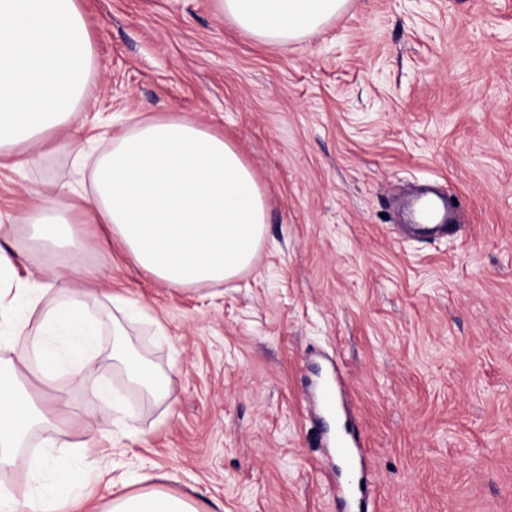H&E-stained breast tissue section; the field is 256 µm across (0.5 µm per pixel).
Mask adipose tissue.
I'll list each match as a JSON object with an SVG mask.
<instances>
[{
    "label": "adipose tissue",
    "mask_w": 512,
    "mask_h": 512,
    "mask_svg": "<svg viewBox=\"0 0 512 512\" xmlns=\"http://www.w3.org/2000/svg\"><path fill=\"white\" fill-rule=\"evenodd\" d=\"M241 31L284 45L320 31L348 0H218ZM96 57L78 0H0V155L33 162L32 148L54 143L83 156L79 104ZM46 182L40 205L25 211L30 240L52 253L49 280L20 276L11 225H0V338L21 343L16 360L0 364V470L13 465L30 431L56 425L67 401L54 393L35 398L23 370L36 366L47 382L67 371L111 420L128 412L95 373L94 349L102 321L72 280L84 277L86 238L80 227L102 224L128 260L168 287L219 284L249 269L265 238L267 207L259 181L237 149L208 128L178 114L145 118L113 132L92 166L91 195L81 212L58 199ZM112 357L129 381L158 400L170 381L132 356L131 300L107 296ZM33 490L24 498L0 491V512H56L79 504L78 476L50 458L32 464ZM107 512H200L189 498L153 489L115 494Z\"/></svg>",
    "instance_id": "1"
}]
</instances>
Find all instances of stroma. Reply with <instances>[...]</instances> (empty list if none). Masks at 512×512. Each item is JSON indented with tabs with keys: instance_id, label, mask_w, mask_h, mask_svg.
<instances>
[{
	"instance_id": "35a3bbf8",
	"label": "stroma",
	"mask_w": 512,
	"mask_h": 512,
	"mask_svg": "<svg viewBox=\"0 0 512 512\" xmlns=\"http://www.w3.org/2000/svg\"><path fill=\"white\" fill-rule=\"evenodd\" d=\"M97 67L85 127L177 112L221 131L254 169L269 232L252 268L176 289L129 266L104 225L76 280L135 300V353L170 381L158 402L112 361L94 365L131 419L112 423L57 377L58 447L33 435L0 484L30 491L48 452L80 470V512L112 484L161 488L201 512H337L320 473L326 425L307 363L342 364L376 478L375 512H512V0H350L318 35L246 36L216 0H81ZM0 168V218L47 180L88 179L69 153ZM462 202L465 231L413 239L400 197ZM163 325L165 337L155 334Z\"/></svg>"
}]
</instances>
